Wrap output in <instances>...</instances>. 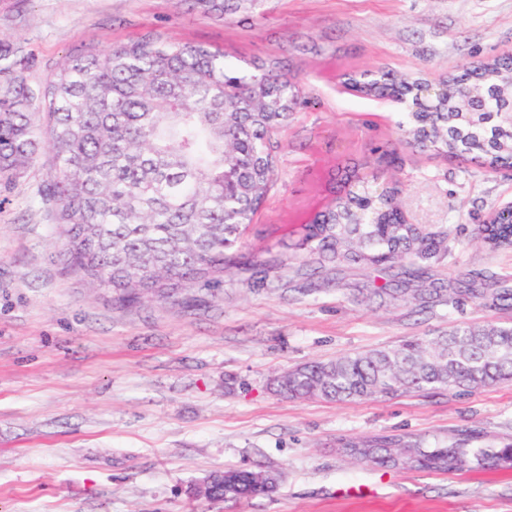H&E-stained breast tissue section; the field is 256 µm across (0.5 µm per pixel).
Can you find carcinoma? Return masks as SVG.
<instances>
[{
  "label": "carcinoma",
  "instance_id": "1",
  "mask_svg": "<svg viewBox=\"0 0 512 512\" xmlns=\"http://www.w3.org/2000/svg\"><path fill=\"white\" fill-rule=\"evenodd\" d=\"M205 17L232 15L229 0H178ZM17 42L0 38V183L10 185L45 152L50 178L40 191L55 220L65 267L113 302L133 306L166 301L180 290H216L239 262L238 246L277 180L275 137L302 102L300 81L278 59L249 71L224 52L170 41L155 33L110 48H87L61 63L42 84ZM473 87L512 98V69L476 60ZM387 73L345 70L340 85L379 93ZM426 111L407 112L399 142L450 154L474 153L490 168H512V128L485 134L487 116L457 90V77L425 93V79L399 78ZM395 194L350 191L297 228L302 265L340 270L351 263L378 268L399 263L404 278L423 280L421 263L447 252L448 234L423 224H396ZM481 239L512 246V224H485ZM282 263L256 262L252 284L265 287ZM474 288H414L412 299ZM405 289L387 281L369 295L396 300ZM512 380V326L484 325L446 336L354 353L294 368L274 381L277 394L346 402L444 389L465 393ZM372 465L392 464L400 451L413 469L509 466L512 444L499 449L400 445L391 439L349 441ZM252 469H227L208 499L243 500L270 494Z\"/></svg>",
  "mask_w": 512,
  "mask_h": 512
}]
</instances>
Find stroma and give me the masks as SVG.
<instances>
[{"mask_svg": "<svg viewBox=\"0 0 512 512\" xmlns=\"http://www.w3.org/2000/svg\"><path fill=\"white\" fill-rule=\"evenodd\" d=\"M227 53L239 68L281 58L306 104L279 135L278 179L242 240L252 259L279 253L343 190L348 170L395 192L414 224H441L440 278L492 275L512 289V247L476 230L512 200V169L397 144L401 110L345 93L340 71L457 76L477 58L512 54V0H262L234 20L175 0H0V37L20 41L45 81L70 54L147 32ZM48 155L0 187V512H512V468L445 474L350 461L352 439L390 436L474 446L512 442V381L459 396L411 392L329 403L284 398L271 379L311 361L487 324L497 306L368 299L373 270L295 288L287 260L276 288L235 270L215 291L179 302L113 304L68 272L38 190ZM263 467L276 492L214 502L191 489L224 468Z\"/></svg>", "mask_w": 512, "mask_h": 512, "instance_id": "obj_1", "label": "stroma"}]
</instances>
